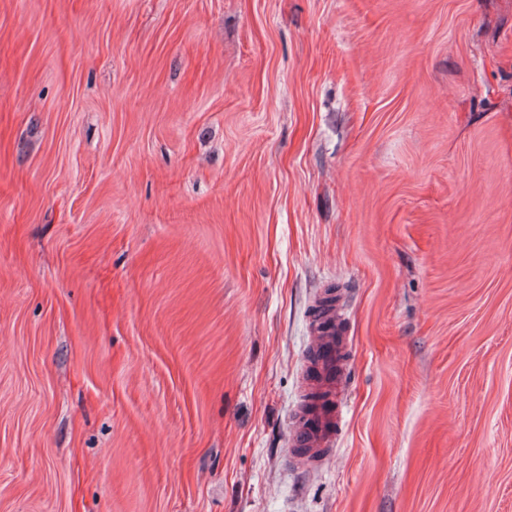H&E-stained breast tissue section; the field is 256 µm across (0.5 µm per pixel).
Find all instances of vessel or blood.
<instances>
[{"label":"vessel or blood","instance_id":"vessel-or-blood-1","mask_svg":"<svg viewBox=\"0 0 512 512\" xmlns=\"http://www.w3.org/2000/svg\"><path fill=\"white\" fill-rule=\"evenodd\" d=\"M347 355V340L339 335L334 315L319 318L307 355L312 371L306 382L308 400L299 410L291 434L297 459L307 464L318 465L336 447Z\"/></svg>","mask_w":512,"mask_h":512}]
</instances>
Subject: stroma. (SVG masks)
<instances>
[{
  "mask_svg": "<svg viewBox=\"0 0 512 512\" xmlns=\"http://www.w3.org/2000/svg\"><path fill=\"white\" fill-rule=\"evenodd\" d=\"M0 512H512V0H0ZM313 342L307 358L312 374L306 395L314 396L302 405L291 434L296 459L317 466L336 448L337 428L343 410L340 396L347 367V340L336 329L334 314L328 311L313 327Z\"/></svg>",
  "mask_w": 512,
  "mask_h": 512,
  "instance_id": "1",
  "label": "stroma"
}]
</instances>
